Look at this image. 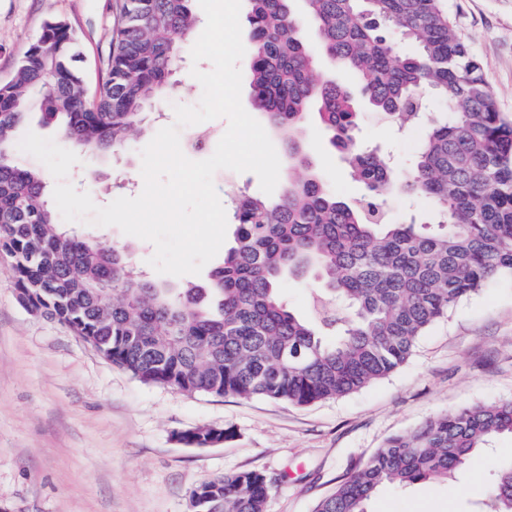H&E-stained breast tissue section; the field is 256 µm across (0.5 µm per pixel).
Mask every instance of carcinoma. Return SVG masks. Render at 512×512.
I'll return each instance as SVG.
<instances>
[{"mask_svg":"<svg viewBox=\"0 0 512 512\" xmlns=\"http://www.w3.org/2000/svg\"><path fill=\"white\" fill-rule=\"evenodd\" d=\"M246 2L250 107L284 141L287 176L276 198L237 200L236 245L208 284L156 283L128 252L64 227L43 174L15 161V132L34 104L76 149L122 150L179 83L196 25L191 0H118L92 98L73 30L61 20L44 24L0 83V249L15 259L28 310L97 340L140 382L307 406L386 378L460 300L512 274V118L499 112L441 0ZM402 40L416 52L400 53ZM322 57L354 73L358 93L322 70ZM433 97L447 102L441 117L428 110ZM364 107L399 129L425 128L405 176L378 148L359 144ZM312 113L365 189L353 202L313 164ZM396 192L430 199L435 228L414 215L389 222L385 205ZM290 277L317 283L305 317L288 308ZM503 434H512L511 400L435 415L389 438L315 512H367L384 486L446 480ZM270 489L259 471L220 475L191 491L190 506L265 512ZM481 497L482 512H512V459L496 466Z\"/></svg>","mask_w":512,"mask_h":512,"instance_id":"obj_1","label":"carcinoma"}]
</instances>
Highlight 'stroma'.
I'll use <instances>...</instances> for the list:
<instances>
[{
    "mask_svg": "<svg viewBox=\"0 0 512 512\" xmlns=\"http://www.w3.org/2000/svg\"><path fill=\"white\" fill-rule=\"evenodd\" d=\"M482 63L500 112L512 117V0H443ZM115 14L111 0H0V82L9 81L50 19L66 21L80 44L88 91L101 78ZM183 70L162 105H197L203 88ZM308 142L320 173L343 198L363 189L347 173L317 124ZM357 137L380 145L396 169H408L422 130H397L366 112ZM148 133L133 132L117 154H84L66 177L98 206L143 190L141 152ZM130 181L112 188L114 173ZM213 182L225 211L237 195L259 192L251 172L218 170ZM512 399V275L460 301L422 336L385 379L359 392L296 406L263 399L189 395L139 382L90 343L20 301L12 260L0 251V512H190L189 495L222 474L257 470L272 482L266 512H314L350 471L392 436L463 405ZM219 426L231 435L192 447L176 435ZM512 458V436L474 455L453 483L381 488L368 512H479L467 486L485 484L496 462Z\"/></svg>",
    "mask_w": 512,
    "mask_h": 512,
    "instance_id": "obj_1",
    "label": "stroma"
}]
</instances>
